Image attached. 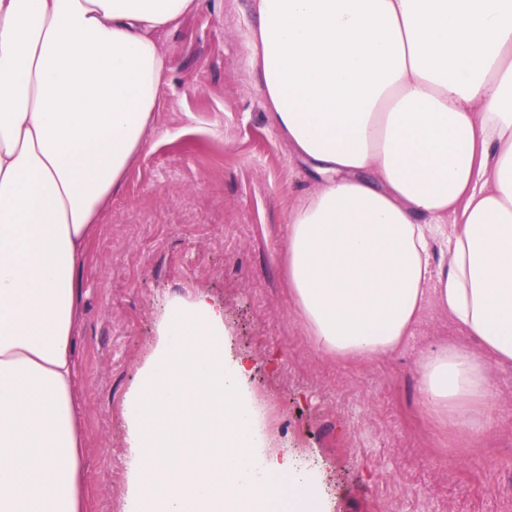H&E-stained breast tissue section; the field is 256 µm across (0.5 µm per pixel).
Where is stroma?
<instances>
[{"mask_svg": "<svg viewBox=\"0 0 512 512\" xmlns=\"http://www.w3.org/2000/svg\"><path fill=\"white\" fill-rule=\"evenodd\" d=\"M246 0H200L162 39L169 72L151 144L103 211L80 264L75 356L90 512H121L126 398L169 299L224 308L226 354L274 449L300 454L329 512H512V365L471 435L422 406L421 353L465 338L435 307L376 361L320 351L288 294V213L317 182L268 126L240 35Z\"/></svg>", "mask_w": 512, "mask_h": 512, "instance_id": "stroma-1", "label": "stroma"}]
</instances>
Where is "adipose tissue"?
Segmentation results:
<instances>
[{
    "label": "adipose tissue",
    "mask_w": 512,
    "mask_h": 512,
    "mask_svg": "<svg viewBox=\"0 0 512 512\" xmlns=\"http://www.w3.org/2000/svg\"><path fill=\"white\" fill-rule=\"evenodd\" d=\"M198 0H0V512H87L80 260L160 106L161 35ZM270 126L319 177L284 268L320 350L395 352L427 306L476 342L424 354L455 428L512 363V0H248ZM441 244L433 261L432 244ZM224 311L174 298L126 400L123 512H325L270 452Z\"/></svg>",
    "instance_id": "adipose-tissue-1"
}]
</instances>
